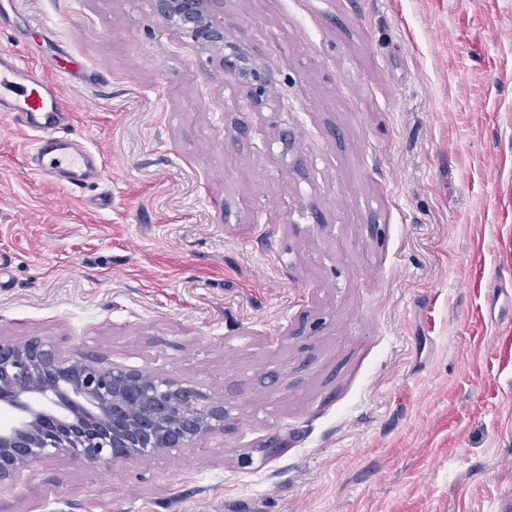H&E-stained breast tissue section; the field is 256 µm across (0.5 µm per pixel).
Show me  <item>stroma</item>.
Instances as JSON below:
<instances>
[{
    "instance_id": "stroma-1",
    "label": "stroma",
    "mask_w": 512,
    "mask_h": 512,
    "mask_svg": "<svg viewBox=\"0 0 512 512\" xmlns=\"http://www.w3.org/2000/svg\"><path fill=\"white\" fill-rule=\"evenodd\" d=\"M217 18L266 106L153 0H0V50L104 161L43 180L0 118V337L226 411L190 448L36 462L0 512H512V0Z\"/></svg>"
}]
</instances>
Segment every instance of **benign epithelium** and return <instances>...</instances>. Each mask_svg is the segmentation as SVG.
<instances>
[{
    "instance_id": "7a95c632",
    "label": "benign epithelium",
    "mask_w": 512,
    "mask_h": 512,
    "mask_svg": "<svg viewBox=\"0 0 512 512\" xmlns=\"http://www.w3.org/2000/svg\"><path fill=\"white\" fill-rule=\"evenodd\" d=\"M156 13L194 42L222 54L224 70L245 58L224 53L220 0H154ZM268 73L250 72L254 106L267 105ZM0 406L14 421L0 427V486H11L30 464L72 456L90 464L131 460L158 450L189 448L224 432V404L199 389L151 371L66 356L42 339H0Z\"/></svg>"
}]
</instances>
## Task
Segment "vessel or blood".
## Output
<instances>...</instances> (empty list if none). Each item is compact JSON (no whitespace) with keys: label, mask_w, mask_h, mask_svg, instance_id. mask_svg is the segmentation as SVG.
Returning <instances> with one entry per match:
<instances>
[{"label":"vessel or blood","mask_w":512,"mask_h":512,"mask_svg":"<svg viewBox=\"0 0 512 512\" xmlns=\"http://www.w3.org/2000/svg\"><path fill=\"white\" fill-rule=\"evenodd\" d=\"M0 114L35 133L31 157L41 178L79 185L97 175L99 160L78 150L73 139L62 133L71 113L59 83L41 79L8 52L0 54Z\"/></svg>","instance_id":"b4317fda"}]
</instances>
